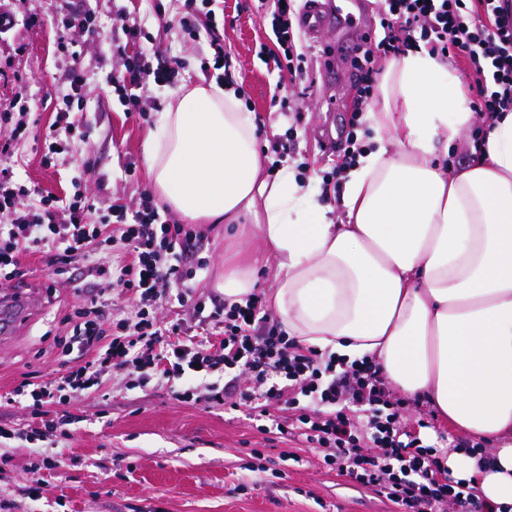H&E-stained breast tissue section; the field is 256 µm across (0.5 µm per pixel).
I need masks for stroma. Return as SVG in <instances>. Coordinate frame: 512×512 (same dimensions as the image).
<instances>
[{"label":"stroma","instance_id":"1","mask_svg":"<svg viewBox=\"0 0 512 512\" xmlns=\"http://www.w3.org/2000/svg\"><path fill=\"white\" fill-rule=\"evenodd\" d=\"M214 10L224 22L226 78L243 86L250 99L258 146L278 141L294 173L320 178L336 160L335 148L322 138L326 125L357 120V137L370 140L368 114L352 116L353 92L344 70L334 86L311 87L309 111L291 126L276 101L296 85L257 56L272 34L270 19L259 17L255 0H216ZM204 11L201 0H0V13L13 20L0 32V104L20 93L31 106L27 133L9 164L33 196L64 198L79 189L101 209L137 207L141 192L151 189L146 142L172 89L147 86L146 118L125 111L112 87L118 70L112 35L122 19L135 21L157 62H180L179 84L207 83L211 77L202 65L212 62L213 51L198 20ZM77 17L84 28L74 27ZM75 62L85 72L88 95L75 115L78 128L68 152L48 167L45 139ZM199 230L189 257L204 264L192 281L197 294L223 303L215 283L224 262L244 255L256 259V290L268 293L266 256L258 239L249 237L248 225L203 224ZM22 269L24 288L34 291L38 306L0 340V428L19 433L0 442V500L13 501L14 512H398L391 501L326 467L321 449L259 432L247 407L180 403L166 385L141 389L119 371L106 373L100 388L52 408V417H67L65 433L24 440L42 421L5 396L20 383L45 384L67 372L59 343L70 331L67 316L80 302L69 283L80 271L54 276L50 256L42 254L24 255ZM255 449L266 473L247 468ZM44 455L58 456L62 467H40ZM35 483L43 488L37 501L26 495Z\"/></svg>","mask_w":512,"mask_h":512}]
</instances>
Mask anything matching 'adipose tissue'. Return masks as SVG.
<instances>
[{"label":"adipose tissue","instance_id":"obj_1","mask_svg":"<svg viewBox=\"0 0 512 512\" xmlns=\"http://www.w3.org/2000/svg\"><path fill=\"white\" fill-rule=\"evenodd\" d=\"M380 92L377 146L348 170L340 220L289 168L264 176L253 113L214 82L171 94L148 139L149 181L189 223L251 219L289 336L374 357L402 394L482 440L449 449V478L512 507V112L453 172L440 159L473 121L454 71L411 50L387 63Z\"/></svg>","mask_w":512,"mask_h":512}]
</instances>
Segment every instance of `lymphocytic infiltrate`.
<instances>
[{
    "instance_id": "f902f5d3",
    "label": "lymphocytic infiltrate",
    "mask_w": 512,
    "mask_h": 512,
    "mask_svg": "<svg viewBox=\"0 0 512 512\" xmlns=\"http://www.w3.org/2000/svg\"><path fill=\"white\" fill-rule=\"evenodd\" d=\"M258 11L272 17L274 40L259 46L266 66L309 83L313 59L296 31V0H260ZM377 20L382 38H361L348 64L354 111L373 97V76L383 60L424 47L441 61L462 64L472 80L479 121L468 130L470 145L482 140L487 122L512 112V0H378ZM140 35L137 24L125 22L112 40L113 54L123 59L115 89L131 112L141 111L149 84H174L178 74L173 65L154 64L150 48L126 55L124 40ZM67 83L65 109L56 115L44 156L48 164L67 147L71 107L85 102L80 64L69 69ZM27 195L11 167L0 166V280L22 278L21 256L47 254L58 276L80 264L90 290L69 316L70 336L61 345L73 361L70 370L48 384L13 392L31 399L34 415L100 386L112 368L129 372L141 388L154 381L168 385L179 402L196 399L201 388L210 403L257 406L262 431L325 449L326 465L389 499L399 512H503L474 486L449 479L447 449L425 443L420 429L405 420V399L391 390L375 361L349 364L299 345L272 319L259 294L242 305L211 307L186 286L176 299L190 317L157 320L167 284H186L196 275L186 256L199 233L162 218L151 195H143L135 212L116 205L94 223L81 194L63 204L50 195L30 204ZM114 251L120 254L117 265H105L102 255ZM117 295L132 301L134 319L111 321L107 309ZM197 322L220 329L218 346L187 339ZM272 403L283 404L285 414H271Z\"/></svg>"
}]
</instances>
